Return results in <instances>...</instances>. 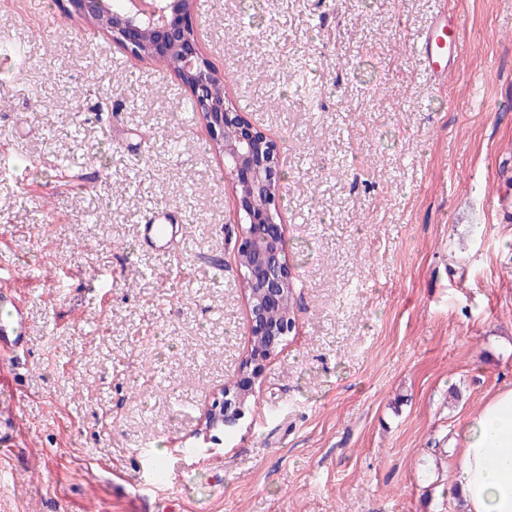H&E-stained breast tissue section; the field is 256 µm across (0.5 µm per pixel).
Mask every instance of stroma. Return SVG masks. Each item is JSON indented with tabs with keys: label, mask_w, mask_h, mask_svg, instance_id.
I'll list each match as a JSON object with an SVG mask.
<instances>
[{
	"label": "stroma",
	"mask_w": 512,
	"mask_h": 512,
	"mask_svg": "<svg viewBox=\"0 0 512 512\" xmlns=\"http://www.w3.org/2000/svg\"><path fill=\"white\" fill-rule=\"evenodd\" d=\"M66 5L0 0V289L30 339L0 358V512H461L454 442L512 388V0H194L288 173L296 274L210 455L251 350L233 182L174 72ZM441 16L463 49L436 85L413 44ZM163 207L173 254L140 242Z\"/></svg>",
	"instance_id": "obj_1"
}]
</instances>
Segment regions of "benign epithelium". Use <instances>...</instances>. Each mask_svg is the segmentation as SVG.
I'll use <instances>...</instances> for the list:
<instances>
[{
    "mask_svg": "<svg viewBox=\"0 0 512 512\" xmlns=\"http://www.w3.org/2000/svg\"><path fill=\"white\" fill-rule=\"evenodd\" d=\"M72 11L92 24L106 22L112 38L139 59L163 56L171 46L184 47L179 79L197 102L210 139L224 155L233 177L240 223L235 239L236 263L245 269L243 288L250 306L249 335L267 338V348L249 357L251 371L227 388L205 415L206 428L230 427L245 414L254 395L261 363L282 345L295 321H275L294 291L295 274L286 259L284 227L280 218L281 190L287 179L276 144L265 132L245 121L226 103V94L213 91V67L200 51L194 34L192 0H69ZM266 199L254 207V198Z\"/></svg>",
    "mask_w": 512,
    "mask_h": 512,
    "instance_id": "benign-epithelium-1",
    "label": "benign epithelium"
}]
</instances>
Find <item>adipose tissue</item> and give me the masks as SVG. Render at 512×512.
<instances>
[{"label":"adipose tissue","instance_id":"1","mask_svg":"<svg viewBox=\"0 0 512 512\" xmlns=\"http://www.w3.org/2000/svg\"><path fill=\"white\" fill-rule=\"evenodd\" d=\"M461 438L462 512H512V389L486 401Z\"/></svg>","mask_w":512,"mask_h":512}]
</instances>
